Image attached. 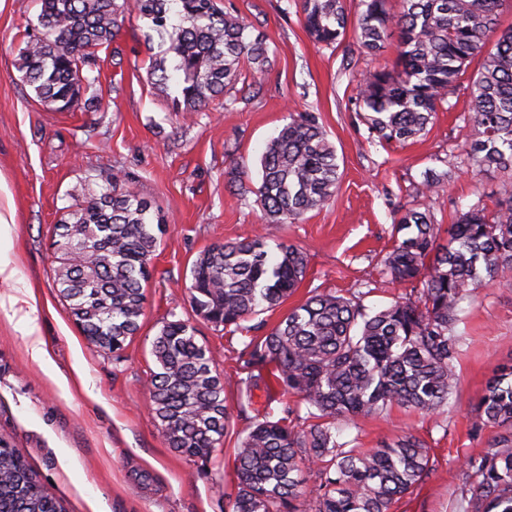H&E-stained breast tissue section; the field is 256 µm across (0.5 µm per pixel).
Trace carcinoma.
Listing matches in <instances>:
<instances>
[{
	"label": "carcinoma",
	"instance_id": "1",
	"mask_svg": "<svg viewBox=\"0 0 512 512\" xmlns=\"http://www.w3.org/2000/svg\"><path fill=\"white\" fill-rule=\"evenodd\" d=\"M317 44L340 43L353 27L361 49L379 56L397 37L392 66L362 74L355 104L369 136L383 147L422 137L449 96L467 83L472 138L460 162L477 173L512 177V27L500 26L509 0H286ZM40 31L21 53L23 81L58 112L98 111L84 92L100 49L134 13L164 37L150 68L151 84L180 88L173 109L192 114L224 94L248 63L252 75L270 65L269 45L224 0H40ZM476 72L468 73L474 59ZM254 194L265 220L295 224L336 197V148L313 112H291L266 143ZM448 171L428 168L416 186L429 196ZM75 209L55 226L54 282L83 335L96 348L122 353L140 328L164 218L151 203L112 177L98 194L73 188ZM448 235L439 243L441 233ZM392 250L381 272L410 291L372 310L356 295L313 292L271 331L244 343L250 369L242 395L252 415L237 438V483L227 512H391L428 477L425 444L404 434L377 448L348 447L336 422L384 412L397 404L426 415L448 407L457 385L461 303L512 273V194L488 211L483 196L442 229L425 209L396 212ZM307 272L292 244L271 249L264 238L217 243L193 261L187 292L196 315L234 335L246 322L281 307ZM151 410L168 446L207 459L224 446L233 414L224 376L209 346L187 320L164 322L152 343ZM270 373L301 404L275 416L254 406L252 391ZM495 429L468 457L476 477L466 512H512V366L491 378L475 407ZM318 484L306 486L303 468ZM0 512H66L14 448H0Z\"/></svg>",
	"mask_w": 512,
	"mask_h": 512
}]
</instances>
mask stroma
<instances>
[{
    "label": "stroma",
    "mask_w": 512,
    "mask_h": 512,
    "mask_svg": "<svg viewBox=\"0 0 512 512\" xmlns=\"http://www.w3.org/2000/svg\"><path fill=\"white\" fill-rule=\"evenodd\" d=\"M260 30L272 64L249 89L250 69L204 111H174L152 88L148 29L135 14L109 49L99 54L98 81L90 93L95 112H57L42 104L22 80L20 53L37 32L39 0H0V175L15 208L10 257L18 270L0 279V446L17 449L67 512H224L237 479L231 459L234 419L221 451L205 461L167 447L150 410L147 379L155 368L151 345L163 323L178 317L196 328L215 352L224 375L229 410L241 398L238 380L243 336L224 335L197 317L186 284L197 255L216 242L264 236L292 243L307 255V274L286 306L262 314L266 335L311 290L364 292L369 307L405 293L377 269L393 245L396 211L429 208L451 224L458 209L483 192L494 204L512 188L499 173L475 174L457 163L470 131L466 91L439 113L428 133L404 147L371 141L355 110L362 73L393 63L395 47L364 55L354 37L337 46L315 44L300 15L281 12V0H225ZM319 113L336 148L341 183L335 201L296 224H268L256 203L259 159L269 137L292 111ZM245 162L247 194L230 190L228 172ZM429 167L450 177L428 198L415 186ZM119 177L167 217V230L152 263L141 327L121 360L97 351L82 335L53 283V230L73 210L71 190L82 183L100 192ZM35 295V308L26 298ZM459 325V382L447 409L428 416L395 406L387 413L336 424L338 441L374 448L411 432L424 441L431 475L392 506V512H464L475 483L464 471L468 456L483 448L492 428L474 430L473 409L489 378L512 363V280L477 290L463 304ZM31 314L34 332L15 327ZM45 362L30 356L32 345ZM66 377L60 388L57 377Z\"/></svg>",
    "instance_id": "1"
}]
</instances>
